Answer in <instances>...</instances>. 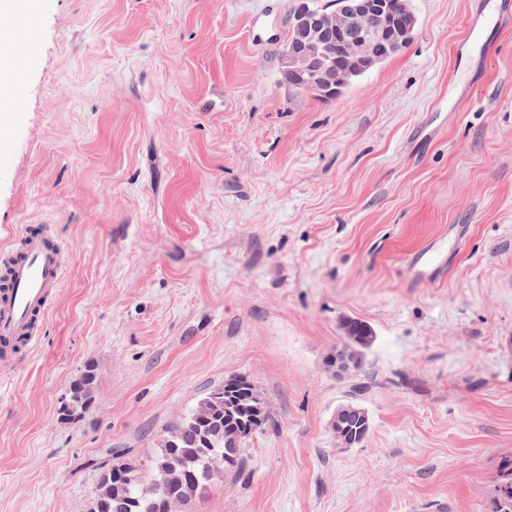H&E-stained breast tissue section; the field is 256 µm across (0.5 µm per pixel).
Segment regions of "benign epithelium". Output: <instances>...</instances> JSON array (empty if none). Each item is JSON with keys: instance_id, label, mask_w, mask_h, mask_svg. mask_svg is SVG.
Listing matches in <instances>:
<instances>
[{"instance_id": "benign-epithelium-1", "label": "benign epithelium", "mask_w": 512, "mask_h": 512, "mask_svg": "<svg viewBox=\"0 0 512 512\" xmlns=\"http://www.w3.org/2000/svg\"><path fill=\"white\" fill-rule=\"evenodd\" d=\"M328 13L299 0L288 16L298 40L281 55L285 85L309 83L334 97L341 86L412 39L417 18L411 0H336Z\"/></svg>"}]
</instances>
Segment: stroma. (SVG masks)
I'll use <instances>...</instances> for the list:
<instances>
[{"mask_svg": "<svg viewBox=\"0 0 512 512\" xmlns=\"http://www.w3.org/2000/svg\"><path fill=\"white\" fill-rule=\"evenodd\" d=\"M0 106V247L68 251L36 347L0 371V512H87L110 450L146 459L225 377L273 424L196 512H495L512 462V25L413 0L398 55L338 98L280 81L294 0H34ZM444 242L418 281L411 257ZM371 327L363 445L329 430ZM94 364L95 402L64 423ZM362 326L365 329L369 330L372 334L371 328L367 324L362 323ZM340 330L342 335L340 336L341 343L339 346H336V354L343 351L344 355L350 357L352 361L356 364L355 369L357 370V372L363 371L364 366L362 365L361 354L363 353L364 350L368 349L372 345L374 341V336H372L373 334L371 335L369 347L364 349L358 347L351 341L350 337L346 334L344 327H341Z\"/></svg>", "mask_w": 512, "mask_h": 512, "instance_id": "obj_1", "label": "stroma"}]
</instances>
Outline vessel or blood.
I'll list each match as a JSON object with an SVG mask.
<instances>
[{
    "mask_svg": "<svg viewBox=\"0 0 512 512\" xmlns=\"http://www.w3.org/2000/svg\"><path fill=\"white\" fill-rule=\"evenodd\" d=\"M63 271L62 250L33 225H25L15 243L0 250V354H14L16 341L32 342L37 318Z\"/></svg>",
    "mask_w": 512,
    "mask_h": 512,
    "instance_id": "vessel-or-blood-1",
    "label": "vessel or blood"
}]
</instances>
